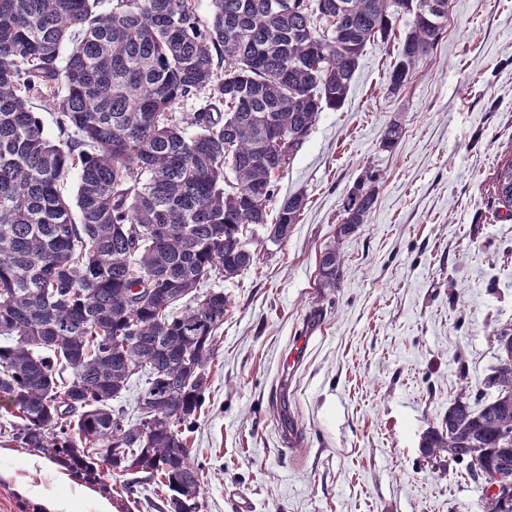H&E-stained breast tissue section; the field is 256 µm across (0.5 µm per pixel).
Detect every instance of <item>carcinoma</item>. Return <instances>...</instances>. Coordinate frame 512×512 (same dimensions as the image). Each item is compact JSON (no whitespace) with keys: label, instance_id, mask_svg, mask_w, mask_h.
I'll use <instances>...</instances> for the list:
<instances>
[{"label":"carcinoma","instance_id":"carcinoma-1","mask_svg":"<svg viewBox=\"0 0 512 512\" xmlns=\"http://www.w3.org/2000/svg\"><path fill=\"white\" fill-rule=\"evenodd\" d=\"M439 6L433 11L428 3ZM0 0V401L13 438L88 477L106 464L169 490L167 512H196L202 465L183 434L205 401L206 367L229 297L208 284L255 265L250 225L282 242L305 207L275 203L278 180L323 108L344 103L368 43H399V92L440 39L448 0ZM203 97L188 114L179 102ZM50 102L48 138L31 100ZM78 171L74 221L61 192ZM365 175L342 232L375 203ZM512 208V160L496 170ZM344 259H319L336 288ZM480 407L462 393L446 426L422 436L434 468L466 465L512 479V330ZM144 376L136 419L112 406ZM120 452L107 455L106 449Z\"/></svg>","mask_w":512,"mask_h":512}]
</instances>
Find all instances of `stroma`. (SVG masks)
Segmentation results:
<instances>
[{"label": "stroma", "mask_w": 512, "mask_h": 512, "mask_svg": "<svg viewBox=\"0 0 512 512\" xmlns=\"http://www.w3.org/2000/svg\"><path fill=\"white\" fill-rule=\"evenodd\" d=\"M397 38L367 44L344 104L321 112L280 175V197L306 202L287 240L246 228L255 266L214 282L231 303L189 435L199 512H486L480 483L451 460L432 469L420 439L455 397H479L495 334L512 326V218L493 191L512 157V0H448L437 46L392 94ZM392 122L402 137L387 150ZM369 173V219L341 234ZM333 243L344 278L321 288ZM11 420L0 407V512H42L19 491L37 453L6 432ZM123 483L103 466L76 486L112 512H161L160 495L134 500Z\"/></svg>", "instance_id": "stroma-1"}]
</instances>
